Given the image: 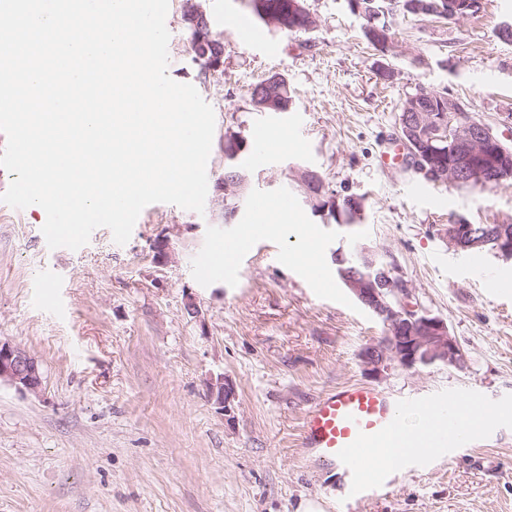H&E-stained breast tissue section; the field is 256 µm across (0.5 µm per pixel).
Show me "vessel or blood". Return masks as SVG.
Listing matches in <instances>:
<instances>
[{"mask_svg":"<svg viewBox=\"0 0 512 512\" xmlns=\"http://www.w3.org/2000/svg\"><path fill=\"white\" fill-rule=\"evenodd\" d=\"M232 31L243 44L261 43L272 52L279 48L278 43L263 40L247 18L235 20ZM271 132V126L264 123L253 127L252 166L268 164ZM242 249L236 239L217 238L208 258L198 266V275L208 279L224 274ZM477 405L470 395L451 400L398 399L370 386L346 385L328 391L310 406L303 419L300 446L308 458L350 473L354 490L360 491L366 477L383 480L394 468L407 464L412 445L425 448L422 462L426 465L472 447L476 438L464 419Z\"/></svg>","mask_w":512,"mask_h":512,"instance_id":"vessel-or-blood-1","label":"vessel or blood"}]
</instances>
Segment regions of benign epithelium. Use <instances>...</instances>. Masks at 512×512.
Returning a JSON list of instances; mask_svg holds the SVG:
<instances>
[{
    "label": "benign epithelium",
    "instance_id": "obj_1",
    "mask_svg": "<svg viewBox=\"0 0 512 512\" xmlns=\"http://www.w3.org/2000/svg\"><path fill=\"white\" fill-rule=\"evenodd\" d=\"M480 0H448V15L464 18L468 11H477ZM183 19L190 34L189 42L201 54L215 47L207 13L200 0H185ZM431 96L421 91L410 94L400 119L404 136L412 143L425 135L434 145L426 152L415 154L424 170L434 173L439 181L455 184L483 181L492 173L500 179L512 176V138H503L492 126L475 119L464 118L468 106L448 98V112H433L428 107ZM293 181L314 212L331 214L338 224L351 223L362 217L363 202L357 197L324 199L325 183L321 175L307 167L293 170ZM216 191L227 203L228 198L243 199L247 193V179L234 173L224 175ZM439 234L456 250H467L481 245H493V250L505 259H512V226L497 224L478 236L475 225L463 217L442 224ZM157 261L164 263L175 255L170 236L162 235L153 244ZM363 268L346 269L343 250L334 251V262L341 266L342 280L355 298L384 324V336L367 344L360 353L366 371L379 376L392 365L405 368L430 366L435 363L456 366L464 354L447 322L433 315L419 302L415 289L393 266L386 263V255L366 247L361 250ZM7 382L20 392L37 393L42 389V374L35 358L25 351L0 342V382ZM210 397L220 409L229 411L233 387L224 382V376L208 382Z\"/></svg>",
    "mask_w": 512,
    "mask_h": 512
}]
</instances>
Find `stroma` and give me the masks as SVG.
Listing matches in <instances>:
<instances>
[{
  "instance_id": "obj_1",
  "label": "stroma",
  "mask_w": 512,
  "mask_h": 512,
  "mask_svg": "<svg viewBox=\"0 0 512 512\" xmlns=\"http://www.w3.org/2000/svg\"><path fill=\"white\" fill-rule=\"evenodd\" d=\"M474 16L445 21L395 12L394 42L381 54L362 38L364 19L348 0H307L317 24L294 36L270 32L277 55L240 43L230 24L247 0H201L224 42V69L204 74L187 44L181 0H169L168 74L196 87L216 125L209 183L224 175V132L260 121L290 125L275 134L264 170H249L263 210L225 223L208 194L203 213L166 203L144 210L126 244L101 227L76 250L49 248L44 210L0 202V341L34 357L39 393L0 385V512H296L320 501L325 512H512V261L484 252L478 269L449 248L437 227L462 216L512 224V183L466 190L426 179L409 164L383 166L399 139L398 114L416 87L462 98L478 118L512 134V44L497 27L512 0H480ZM394 71L380 80V66ZM285 77L289 110L260 112L250 100L265 77ZM317 171L337 195L365 199V220L325 223L298 191L291 169ZM315 228V263L303 255ZM228 233L246 252L225 275L195 268L210 241ZM177 243L157 263L153 242ZM366 246L390 255L422 304L444 319L462 366H394L374 376L359 355L383 325L347 288L319 292L337 278L336 249ZM57 284L44 307L38 287ZM194 296L198 315L188 314ZM232 383L230 412L206 382ZM358 383L414 398L473 395L488 412L477 448L451 462L403 466L387 485L356 498L335 465L305 462L297 440L310 404Z\"/></svg>"
}]
</instances>
